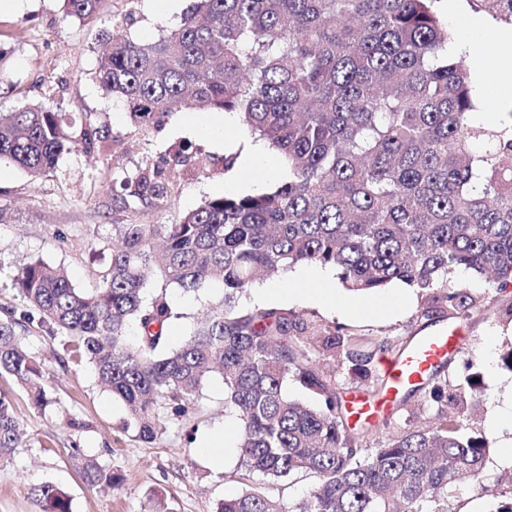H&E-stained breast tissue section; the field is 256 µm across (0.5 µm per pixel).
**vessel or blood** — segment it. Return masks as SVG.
Instances as JSON below:
<instances>
[{"label": "vessel or blood", "mask_w": 512, "mask_h": 512, "mask_svg": "<svg viewBox=\"0 0 512 512\" xmlns=\"http://www.w3.org/2000/svg\"><path fill=\"white\" fill-rule=\"evenodd\" d=\"M468 341L463 328L456 325L419 337L405 353L385 363L387 387L381 396L357 395L349 400L353 419L365 423L390 413L403 394L418 387L450 355L463 350Z\"/></svg>", "instance_id": "1"}]
</instances>
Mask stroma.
Listing matches in <instances>:
<instances>
[{
	"label": "stroma",
	"mask_w": 512,
	"mask_h": 512,
	"mask_svg": "<svg viewBox=\"0 0 512 512\" xmlns=\"http://www.w3.org/2000/svg\"><path fill=\"white\" fill-rule=\"evenodd\" d=\"M190 3L101 0L98 12L81 20L64 12L62 0H23L20 10L0 12V47L12 57L0 76V113L40 104L65 113L74 125L98 128L102 137L92 151L63 154L55 170L37 180L0 162V209L5 212L0 221V305L18 303L11 277L34 259L64 267L76 288L90 291L98 287L108 260L101 248L113 225L169 224L205 200L227 192L262 194L287 180V168L263 161L244 171L225 169L231 149L193 134L185 123L191 117L208 126L221 120L222 112H174L157 129L135 122L121 102L100 90L95 70L107 32L132 16L137 20L133 37L157 38L179 25ZM436 10L451 39L464 44L487 43L494 27L512 24V13L494 0H455L451 5L438 0ZM180 149L186 152L183 162L171 164ZM157 166L168 184L165 198L120 207L116 197L122 178ZM448 283L467 289L472 298L467 310L433 305L400 282L354 297L337 288V299H354L352 311L287 300L280 306L303 314L315 327H341L374 339L378 362L417 336L464 324L481 380V392L466 414V430L489 439L485 475L497 493L507 495L512 493V371L501 366L499 356L512 347V286L501 288L463 269L449 274ZM162 293L174 312L168 326L174 346L194 329L199 314L224 297L214 282L186 291L158 277L148 281L143 297L149 301ZM30 348L42 364L51 404L35 409L21 389L0 378V388L14 397L24 431L22 446L0 461V512H41L32 490L45 483L69 494L72 512H144L156 492L165 494L170 512H213L220 499L260 487L292 505L317 482L313 474L297 473L269 483L240 468L238 451H228L218 464L199 452L201 440L232 416L219 374L203 382L187 416L166 420L157 439L146 443L125 427L123 405L97 384L91 366L66 360L62 339L37 334ZM73 415L82 428L66 426ZM90 458L119 474L121 485L89 486L83 464Z\"/></svg>",
	"instance_id": "35a3bbf8"
}]
</instances>
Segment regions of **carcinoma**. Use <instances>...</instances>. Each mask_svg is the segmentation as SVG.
Instances as JSON below:
<instances>
[{
	"label": "carcinoma",
	"mask_w": 512,
	"mask_h": 512,
	"mask_svg": "<svg viewBox=\"0 0 512 512\" xmlns=\"http://www.w3.org/2000/svg\"><path fill=\"white\" fill-rule=\"evenodd\" d=\"M435 2L193 0L178 27L155 39L108 35L95 71L104 95L143 124L183 109L237 114L280 154L288 180L268 193L206 200L173 224L112 225L111 262L91 293L61 267L26 264L15 277L24 311L0 308V377L45 407L27 339L35 329L59 334L124 404L127 426L151 443L167 416L187 414L204 379L220 374L240 467L269 482L311 471L319 483L294 506L256 488L213 512H448V495L489 491V441L463 424L479 373L454 389L434 376L420 385L421 404L434 410L428 425L393 435L384 419L358 429L312 354L343 358L375 383L373 339L315 330L285 309L235 305L258 280L299 263L335 268L354 293L399 281L455 311L470 299L448 287L455 270L512 284V113L506 124L472 120V67L448 53ZM98 3L63 0L77 18L94 15ZM97 140V129H76L42 105L0 116V161L32 178ZM121 188L126 207L131 197L167 194L156 169L124 177ZM154 268L185 290L224 285V305L203 314L177 347L166 295L148 304L142 297ZM290 381L313 400L289 398ZM374 434L381 438L370 448ZM20 439L12 399L1 391V461ZM84 474L93 486L121 482L94 459ZM33 493L42 512H71L58 486Z\"/></svg>",
	"instance_id": "1"
}]
</instances>
